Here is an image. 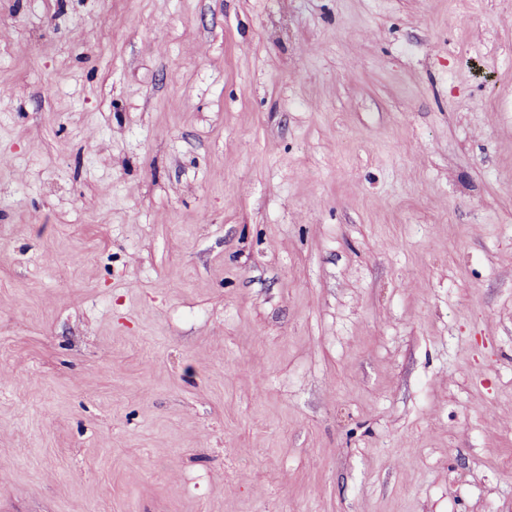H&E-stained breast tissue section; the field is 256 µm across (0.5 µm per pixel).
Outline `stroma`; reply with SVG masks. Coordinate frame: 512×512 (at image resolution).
I'll return each mask as SVG.
<instances>
[{
	"instance_id": "stroma-1",
	"label": "stroma",
	"mask_w": 512,
	"mask_h": 512,
	"mask_svg": "<svg viewBox=\"0 0 512 512\" xmlns=\"http://www.w3.org/2000/svg\"><path fill=\"white\" fill-rule=\"evenodd\" d=\"M0 512H512V0H0Z\"/></svg>"
}]
</instances>
